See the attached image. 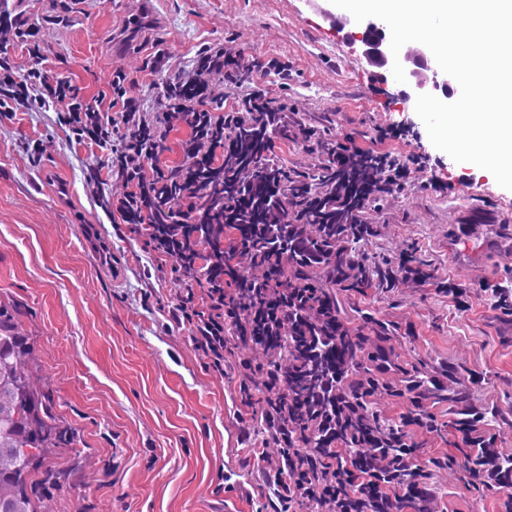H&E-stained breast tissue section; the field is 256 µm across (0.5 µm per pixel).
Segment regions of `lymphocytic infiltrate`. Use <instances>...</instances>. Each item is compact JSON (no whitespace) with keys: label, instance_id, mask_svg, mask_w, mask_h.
I'll use <instances>...</instances> for the list:
<instances>
[{"label":"lymphocytic infiltrate","instance_id":"obj_1","mask_svg":"<svg viewBox=\"0 0 512 512\" xmlns=\"http://www.w3.org/2000/svg\"><path fill=\"white\" fill-rule=\"evenodd\" d=\"M236 63V57L220 49L197 57L190 69L165 87L159 109L149 113L127 91L123 74L113 77L108 103L92 106L82 101L66 78L39 67L20 78L11 63L1 58L0 86L7 87L8 93L0 108L9 103L60 105L62 120L77 140L103 148L113 137H120L122 147L111 160L110 173L122 182L124 191L109 199L105 209L120 223L132 225L153 252L169 256L172 240L180 237L183 225L207 210L210 195L207 186L197 183L189 193L162 204L154 201V186L166 176L161 164L164 143L176 126L192 124L201 112L209 114L215 129H223V113L212 108V78L219 75L225 82H234ZM211 266L205 247L197 249L193 264H180L184 290L173 316L193 323L191 343L209 358L214 370L223 371L226 348H268L267 340L248 330L251 320L261 314L285 331L305 322L312 333H323L325 341L336 347L334 369L313 395L297 402L310 413L304 437H292V426L281 419L278 409L262 412L268 438L278 447L279 456L272 460L261 451L257 458L273 475L281 512H295L301 506L308 512H405L409 507L414 512H434L428 474L415 446L408 444L401 428L385 427L368 406L392 365L380 357L365 375L353 378L360 366L362 340L340 320L323 328L322 311L335 304L330 294L299 281L295 288L310 296L309 308L300 313L281 304L278 294L286 280L278 263L265 266L262 276L238 277L230 290L204 288L196 293V285H202ZM239 365L261 393L288 394L293 362L255 365L243 359ZM483 420V414L472 412L455 426L475 459L471 474L484 486L511 491L512 456H503L494 438L484 434Z\"/></svg>","mask_w":512,"mask_h":512}]
</instances>
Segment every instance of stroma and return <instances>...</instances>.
<instances>
[{"label":"stroma","mask_w":512,"mask_h":512,"mask_svg":"<svg viewBox=\"0 0 512 512\" xmlns=\"http://www.w3.org/2000/svg\"><path fill=\"white\" fill-rule=\"evenodd\" d=\"M329 0H24L32 46L5 52L18 74L35 63L69 79L87 104L123 73L145 108L166 80L207 50L239 53L238 78L217 84L231 105L254 88L288 112L269 159L313 176L337 145L392 154L404 188L366 211L374 233L357 248L368 284L333 288L341 315L362 333V366L385 351L391 390L372 408L381 421L415 414L399 396L408 380L439 377L422 404L438 429L405 432L429 473L436 512H506L505 492L474 483L455 429L459 411L512 455V190L487 171L454 162L430 142L414 98L371 83L361 44L328 27ZM108 153L77 142L56 110L0 117V305H21L18 328L34 342L25 372L51 391L76 441L49 460L66 484L38 512H278L255 448L264 438L237 372L217 373L171 312L182 285L175 259L153 253L112 223L98 185ZM488 224L502 244L484 263L458 262L448 246L461 224ZM425 278L407 277L401 259Z\"/></svg>","instance_id":"1"}]
</instances>
